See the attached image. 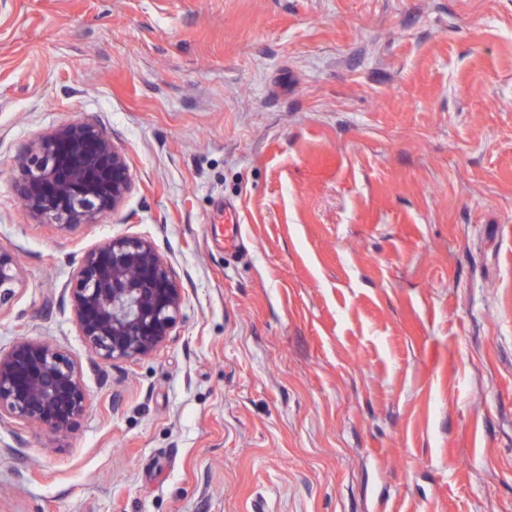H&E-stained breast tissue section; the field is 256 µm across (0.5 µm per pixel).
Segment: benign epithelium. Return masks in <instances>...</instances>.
Wrapping results in <instances>:
<instances>
[{
    "instance_id": "1",
    "label": "benign epithelium",
    "mask_w": 512,
    "mask_h": 512,
    "mask_svg": "<svg viewBox=\"0 0 512 512\" xmlns=\"http://www.w3.org/2000/svg\"><path fill=\"white\" fill-rule=\"evenodd\" d=\"M21 203L43 224H96L131 189L126 156L97 122L58 127L31 142L15 177ZM18 253L0 248V309L21 285ZM86 349L103 363L147 358L173 335L184 292L153 241L113 236L86 252L65 289ZM87 395L76 355L28 337L0 355V421L64 435Z\"/></svg>"
}]
</instances>
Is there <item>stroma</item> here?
I'll list each match as a JSON object with an SVG mask.
<instances>
[{"mask_svg":"<svg viewBox=\"0 0 512 512\" xmlns=\"http://www.w3.org/2000/svg\"><path fill=\"white\" fill-rule=\"evenodd\" d=\"M80 119L131 190L38 223L18 157ZM119 235L185 300L110 365L63 289ZM0 247V354L88 394L0 421V512H512V0H0ZM22 270L18 253L0 248V310L9 306L21 285ZM86 405L76 355L28 337L0 355V421L15 419L64 435Z\"/></svg>","mask_w":512,"mask_h":512,"instance_id":"obj_1","label":"stroma"}]
</instances>
